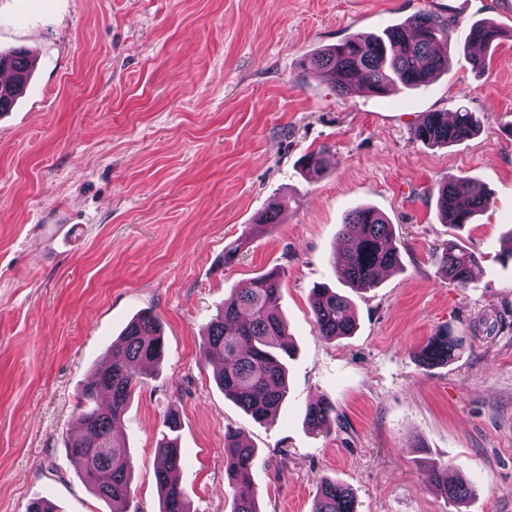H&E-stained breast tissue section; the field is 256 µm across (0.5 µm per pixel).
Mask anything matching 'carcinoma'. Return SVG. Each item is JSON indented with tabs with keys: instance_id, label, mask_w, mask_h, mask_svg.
I'll return each mask as SVG.
<instances>
[{
	"instance_id": "obj_1",
	"label": "carcinoma",
	"mask_w": 512,
	"mask_h": 512,
	"mask_svg": "<svg viewBox=\"0 0 512 512\" xmlns=\"http://www.w3.org/2000/svg\"><path fill=\"white\" fill-rule=\"evenodd\" d=\"M452 24L448 18L423 11L401 26L380 34L357 33L318 50L301 64V69L319 72L337 93L355 85L379 96L396 87L418 89L447 68V57L437 46L448 42ZM507 33L492 21L472 23L464 38L473 70L483 73L490 60L485 51L499 44ZM9 69L13 85L0 91V112L11 108L15 98L31 78V56L24 49L0 53V71ZM482 118L462 106L448 118L446 112H427L411 129L414 140L425 145L449 146L476 135ZM303 172L311 177L324 173L331 160L325 150L312 151L300 160ZM443 223L460 229L484 212L489 197L484 188L468 177H453L437 188ZM282 205L272 204L256 217L257 225L271 228L278 223ZM337 266L351 287L367 290L378 283V273L400 264V251L394 240L393 225L373 207H358L345 218L340 228ZM436 260L448 280L467 287L482 273L481 257L455 240L436 253ZM281 298V274L265 272L253 279L251 287L224 300V308L207 331L204 356L216 352L222 363L215 381L256 422L276 414L288 393L286 359L291 356L289 333L277 303ZM310 304L319 335L336 339L353 334L356 320L349 298L327 286L310 291ZM463 337L444 328L433 336L420 352L427 367L446 364L457 357ZM164 352L159 320L144 312L130 321L119 341L112 343L109 360L92 372L82 386L76 406L80 433L67 438L69 454L83 462V480L99 497L112 503V512H124L122 505L131 495V461L126 446L114 435L126 403L136 387L143 383L151 366ZM109 393L110 403H98L101 393ZM305 420L314 431L331 430L336 409L325 400L307 405ZM168 433L158 444L155 477L163 503L161 512H191L186 490L175 474L182 464L176 439L179 415L169 412L165 421ZM224 469L233 491L232 512H260L252 489V468L257 450L234 429L224 433ZM433 485L452 503H460L474 494L470 481L448 480V468L432 459L425 461ZM312 512H356L352 491L345 485L324 479L314 500Z\"/></svg>"
}]
</instances>
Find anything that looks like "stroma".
<instances>
[{
  "label": "stroma",
  "instance_id": "obj_1",
  "mask_svg": "<svg viewBox=\"0 0 512 512\" xmlns=\"http://www.w3.org/2000/svg\"><path fill=\"white\" fill-rule=\"evenodd\" d=\"M420 11L457 23L441 47L448 71L428 87L340 95L302 72L321 46ZM481 19L511 29L512 0H0V52L37 59L0 113V512L37 497L57 512H111L63 441L85 379L147 310L166 353L116 430L132 462L127 512H159L157 441L172 409L192 512H231L229 427L258 451L261 512H311L325 477L351 489L357 512H512V262L497 258L512 228V38L475 73L462 45ZM462 105L486 114L478 135L412 139L425 113ZM322 147L335 164L308 179L299 160ZM456 176L490 197L459 230L437 201ZM276 199L288 205L281 224L256 229ZM364 205L392 224L401 262L356 292L333 250ZM449 239L482 257L469 287L433 257ZM272 269L295 356L285 402L258 423L225 398L202 344L225 299ZM317 283L349 296L353 335L319 336ZM444 327L464 349L424 367L419 352ZM323 398L336 423L317 433L305 408ZM427 456L476 496L448 503Z\"/></svg>",
  "mask_w": 512,
  "mask_h": 512
}]
</instances>
